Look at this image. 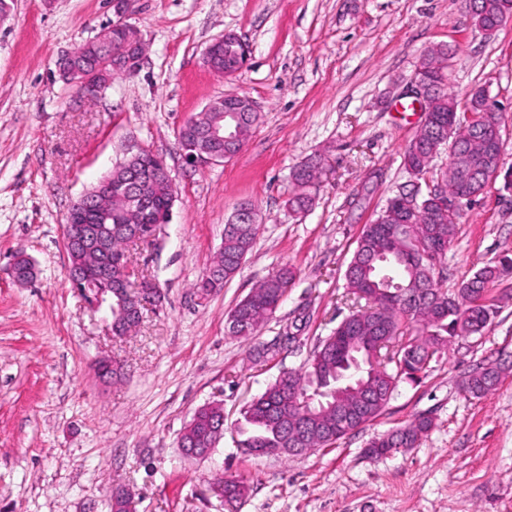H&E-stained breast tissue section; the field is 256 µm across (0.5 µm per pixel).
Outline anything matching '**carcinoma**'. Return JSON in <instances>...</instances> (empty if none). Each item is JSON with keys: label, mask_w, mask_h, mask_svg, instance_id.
I'll return each mask as SVG.
<instances>
[{"label": "carcinoma", "mask_w": 512, "mask_h": 512, "mask_svg": "<svg viewBox=\"0 0 512 512\" xmlns=\"http://www.w3.org/2000/svg\"><path fill=\"white\" fill-rule=\"evenodd\" d=\"M470 13L475 28L496 33L512 21V0H473ZM239 43L224 42L218 69L233 70L238 64ZM447 55L443 49H431L419 66L430 82H440L446 73ZM433 121L418 138L405 147L403 165L414 178L429 172L437 154L436 146L448 134V115L459 110L454 94L440 91L432 102ZM456 147L452 158L450 183L466 177L477 178L481 171L493 169L503 161L500 150L482 151L476 128L456 129ZM322 171L310 162L295 168L291 175L294 191L288 199L293 213L308 211L320 187ZM150 204V223L161 224L171 209L173 191L163 180H151L145 188ZM448 197L438 191L415 199L413 210L405 208L401 194L389 198L378 216L363 226L356 248L345 272V288L355 300L366 305L344 318L333 333L320 341L303 371L284 372L254 398L237 423L239 448H287L291 436L305 427L309 433L306 448H326L348 434L375 421L388 406L398 386L418 382L427 376L431 363L448 351V344L459 338L481 336L497 314L495 307L475 303L486 294L489 283L512 272V259L488 264L448 293L439 287V276L431 266L427 252L444 255L450 246L463 214H443ZM124 224L114 216L107 228L112 230V257L127 261ZM259 224L224 225V242L209 268L223 267L224 281L241 269L256 239ZM294 278L286 268L277 275L259 281L236 304V322H228L231 334L252 338L273 318ZM354 371V388L371 390L373 401L359 422L348 421L336 427V402L352 404L349 390L336 384V375ZM499 365L489 362L478 371L465 374L460 390L468 397L481 399L497 387ZM224 420L221 406L194 413L186 427L187 436L198 448H213L217 425ZM434 417L421 412L409 422L375 435L367 447L374 456L385 451L399 452L418 445L433 426ZM224 495L243 499L248 487L241 481H218Z\"/></svg>", "instance_id": "cac0c4a2"}]
</instances>
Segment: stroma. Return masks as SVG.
Segmentation results:
<instances>
[{
  "mask_svg": "<svg viewBox=\"0 0 512 512\" xmlns=\"http://www.w3.org/2000/svg\"><path fill=\"white\" fill-rule=\"evenodd\" d=\"M111 17L109 0H12L0 24V512H110L120 487L137 512H225L207 490L220 476L248 485L239 512H512V274L487 287L497 315L484 335L456 340L365 430L287 459L245 454L233 433L252 398L301 370L350 313L344 271L362 228L411 180L402 154L423 115L400 105L424 52L447 49L458 101L480 88L499 106L512 167V22L484 34L466 0H137L143 64L89 97L57 60ZM227 33L251 54L225 77L203 55ZM224 94L253 102L256 128L224 164H187L178 128ZM130 144L164 158L179 194L154 244L129 255L134 280H155L162 300L116 338L68 282L63 229ZM317 157L330 171L313 207L291 213L290 173ZM245 199L259 211L255 243L224 288L199 298L192 286ZM463 210L442 262L450 292L512 256L503 179ZM20 251L36 271L24 286L10 273ZM284 267L295 279L273 319L250 340L231 336L230 311ZM284 334L254 362V346ZM102 355L123 367L108 385L91 369ZM496 360V389L465 397L464 373ZM207 403L224 407V438L208 459H185L177 441ZM424 411L435 424L415 448L365 455L372 436Z\"/></svg>",
  "mask_w": 512,
  "mask_h": 512,
  "instance_id": "1",
  "label": "stroma"
}]
</instances>
